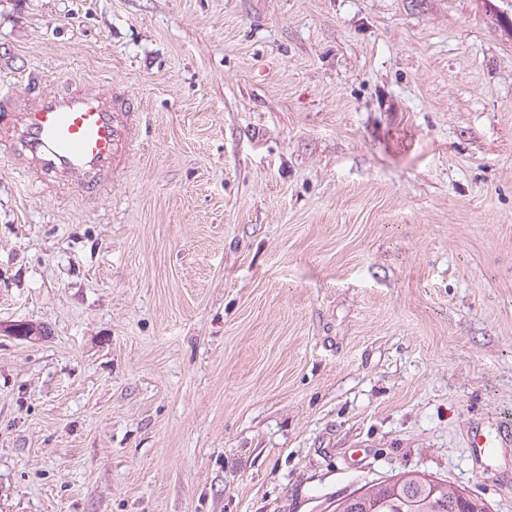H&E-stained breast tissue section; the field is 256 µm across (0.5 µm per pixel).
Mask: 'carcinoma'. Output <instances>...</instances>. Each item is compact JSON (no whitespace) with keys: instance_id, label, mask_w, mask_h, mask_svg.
<instances>
[{"instance_id":"1","label":"carcinoma","mask_w":512,"mask_h":512,"mask_svg":"<svg viewBox=\"0 0 512 512\" xmlns=\"http://www.w3.org/2000/svg\"><path fill=\"white\" fill-rule=\"evenodd\" d=\"M332 512H489L485 500L459 485L408 471L370 481L336 499Z\"/></svg>"}]
</instances>
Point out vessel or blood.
Instances as JSON below:
<instances>
[{
    "instance_id": "vessel-or-blood-1",
    "label": "vessel or blood",
    "mask_w": 512,
    "mask_h": 512,
    "mask_svg": "<svg viewBox=\"0 0 512 512\" xmlns=\"http://www.w3.org/2000/svg\"><path fill=\"white\" fill-rule=\"evenodd\" d=\"M137 118L131 95L112 82H34L21 96L0 91V153L37 189L97 196L135 150Z\"/></svg>"
}]
</instances>
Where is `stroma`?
<instances>
[{
	"label": "stroma",
	"instance_id": "1",
	"mask_svg": "<svg viewBox=\"0 0 512 512\" xmlns=\"http://www.w3.org/2000/svg\"><path fill=\"white\" fill-rule=\"evenodd\" d=\"M34 72L140 148L103 200L0 155V512H512V0H0ZM461 487L448 480H428L418 471L402 472L336 498L332 512H489L483 498Z\"/></svg>",
	"mask_w": 512,
	"mask_h": 512
}]
</instances>
